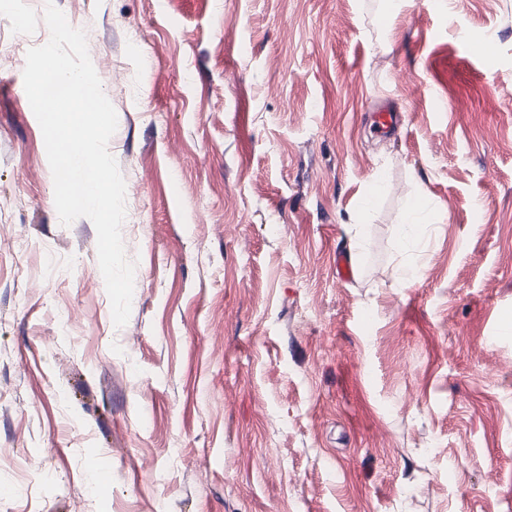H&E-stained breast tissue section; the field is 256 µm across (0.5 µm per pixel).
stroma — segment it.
I'll return each instance as SVG.
<instances>
[{
	"label": "stroma",
	"instance_id": "35a3bbf8",
	"mask_svg": "<svg viewBox=\"0 0 512 512\" xmlns=\"http://www.w3.org/2000/svg\"><path fill=\"white\" fill-rule=\"evenodd\" d=\"M54 3L117 112L134 293L115 327L0 0V512H512V0Z\"/></svg>",
	"mask_w": 512,
	"mask_h": 512
}]
</instances>
